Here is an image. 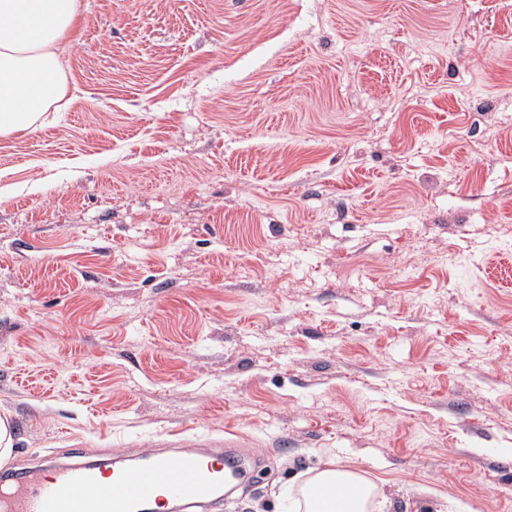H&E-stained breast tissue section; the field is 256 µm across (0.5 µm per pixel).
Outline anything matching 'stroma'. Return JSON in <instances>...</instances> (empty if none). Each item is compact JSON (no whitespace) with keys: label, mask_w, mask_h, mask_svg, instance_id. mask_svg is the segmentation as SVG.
<instances>
[{"label":"stroma","mask_w":512,"mask_h":512,"mask_svg":"<svg viewBox=\"0 0 512 512\" xmlns=\"http://www.w3.org/2000/svg\"><path fill=\"white\" fill-rule=\"evenodd\" d=\"M0 137V469L231 440L512 512V0H80Z\"/></svg>","instance_id":"obj_1"}]
</instances>
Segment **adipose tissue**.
<instances>
[{
  "mask_svg": "<svg viewBox=\"0 0 512 512\" xmlns=\"http://www.w3.org/2000/svg\"><path fill=\"white\" fill-rule=\"evenodd\" d=\"M79 14V0H0V136L32 128L59 110L69 88L60 57ZM328 488L337 512H368L374 488L350 468L333 463L309 478L299 493L310 512L311 487Z\"/></svg>",
  "mask_w": 512,
  "mask_h": 512,
  "instance_id": "obj_1",
  "label": "adipose tissue"
}]
</instances>
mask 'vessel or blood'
<instances>
[{
  "label": "vessel or blood",
  "instance_id": "1",
  "mask_svg": "<svg viewBox=\"0 0 512 512\" xmlns=\"http://www.w3.org/2000/svg\"><path fill=\"white\" fill-rule=\"evenodd\" d=\"M240 468L231 449L187 445L172 460L28 469L0 480V512H154L163 497L193 510L212 504L225 472Z\"/></svg>",
  "mask_w": 512,
  "mask_h": 512
}]
</instances>
